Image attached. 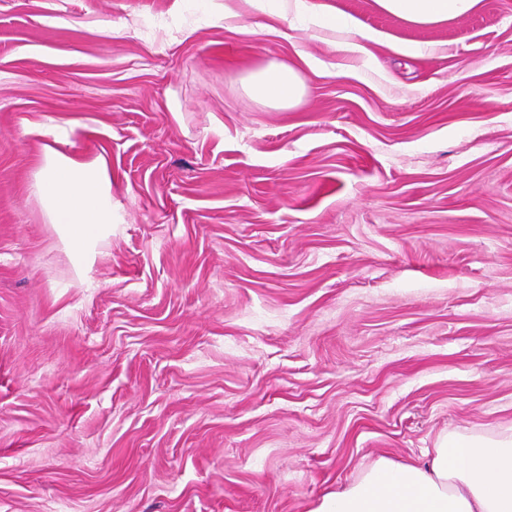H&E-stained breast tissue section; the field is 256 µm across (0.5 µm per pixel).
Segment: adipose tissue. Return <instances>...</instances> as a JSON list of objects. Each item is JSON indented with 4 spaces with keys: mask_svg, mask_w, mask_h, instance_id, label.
Instances as JSON below:
<instances>
[{
    "mask_svg": "<svg viewBox=\"0 0 512 512\" xmlns=\"http://www.w3.org/2000/svg\"><path fill=\"white\" fill-rule=\"evenodd\" d=\"M378 8L415 26L451 22L469 15L480 0H375ZM306 17L307 33L336 34L332 47L362 55L380 33L352 16L313 9L290 0ZM252 97L273 106L293 105L303 93L294 67L270 65L244 78ZM38 192L52 221L61 227L71 254L85 260L96 239L112 232V179L105 161L84 162L53 147L44 149ZM313 512H512V435L451 434L429 449L424 462L381 457L354 481L324 495Z\"/></svg>",
    "mask_w": 512,
    "mask_h": 512,
    "instance_id": "1",
    "label": "adipose tissue"
}]
</instances>
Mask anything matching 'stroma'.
I'll return each instance as SVG.
<instances>
[{
	"instance_id": "35a3bbf8",
	"label": "stroma",
	"mask_w": 512,
	"mask_h": 512,
	"mask_svg": "<svg viewBox=\"0 0 512 512\" xmlns=\"http://www.w3.org/2000/svg\"><path fill=\"white\" fill-rule=\"evenodd\" d=\"M311 2L381 41L336 53L278 2L0 0V512H311L512 433V0ZM279 63L289 108L244 82ZM47 144L112 177L84 268ZM378 8L415 26L451 22L469 15L480 0H374ZM252 97L273 106H291L303 93V80L290 65H270L250 71L244 78Z\"/></svg>"
}]
</instances>
